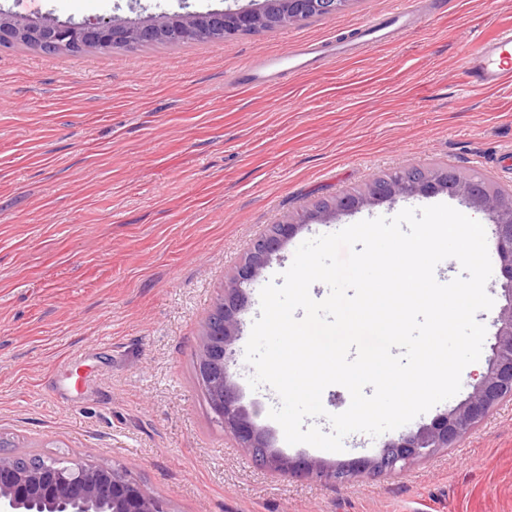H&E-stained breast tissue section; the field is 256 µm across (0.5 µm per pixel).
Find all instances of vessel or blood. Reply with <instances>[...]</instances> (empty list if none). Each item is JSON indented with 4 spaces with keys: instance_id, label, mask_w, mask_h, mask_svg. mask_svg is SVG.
Listing matches in <instances>:
<instances>
[{
    "instance_id": "vessel-or-blood-1",
    "label": "vessel or blood",
    "mask_w": 512,
    "mask_h": 512,
    "mask_svg": "<svg viewBox=\"0 0 512 512\" xmlns=\"http://www.w3.org/2000/svg\"><path fill=\"white\" fill-rule=\"evenodd\" d=\"M416 6L417 0H399L386 19L359 29L357 40L340 39L320 45L302 44L246 65L239 69L237 83L244 87L259 88L277 76L309 71L324 59L352 55L359 46L385 40L390 30L404 26L407 20L415 17ZM470 73L479 85L497 86L512 81V26L501 28L493 37L483 41L480 52L470 62Z\"/></svg>"
}]
</instances>
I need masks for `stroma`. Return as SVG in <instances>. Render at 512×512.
Wrapping results in <instances>:
<instances>
[{"label": "stroma", "instance_id": "stroma-1", "mask_svg": "<svg viewBox=\"0 0 512 512\" xmlns=\"http://www.w3.org/2000/svg\"><path fill=\"white\" fill-rule=\"evenodd\" d=\"M250 0H0L33 22L236 9ZM393 0H350L328 18L224 42L81 55L0 46V440L14 453L127 466L170 512H512V399L452 447L393 474L329 484L267 471L212 421L196 374L204 326L250 244L322 199L363 193L412 166L452 168L512 189V83L473 84L480 38L512 25V0H418L415 20L313 71L261 88L242 66L384 19ZM448 194L399 198L311 221L248 290L233 379L255 423L288 455L378 453L353 433L341 452L288 444L251 389L245 360L262 285L317 229L392 217ZM491 309L471 392L506 303Z\"/></svg>", "mask_w": 512, "mask_h": 512}]
</instances>
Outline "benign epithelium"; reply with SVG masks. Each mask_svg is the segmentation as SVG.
Masks as SVG:
<instances>
[{
  "instance_id": "1",
  "label": "benign epithelium",
  "mask_w": 512,
  "mask_h": 512,
  "mask_svg": "<svg viewBox=\"0 0 512 512\" xmlns=\"http://www.w3.org/2000/svg\"><path fill=\"white\" fill-rule=\"evenodd\" d=\"M349 0H263L258 7L211 10L205 13L162 12L142 21L100 18L72 23L45 18L30 23L0 12V45L30 43L44 51L83 53L89 49H126L157 43L182 45L218 38L232 39L243 33L276 30L299 25L316 17H330ZM447 193L470 208L486 214L493 223L500 274L505 280L507 303L497 319L495 343L486 372L472 391L452 410L431 423L401 433L383 445L373 457L326 462L304 456L290 457L273 448L268 433L257 426L240 403L232 381L234 344L239 340L241 315L247 305V288L256 282L272 255L280 251L304 227L302 222L274 225L257 240L225 286L219 329L205 326L197 359L198 374L209 383L213 398V422L245 448L259 450L258 464L276 473L305 476L328 483H346L358 476L400 472L416 461L451 447L481 423L504 399L512 398V189L492 188L476 177L435 172L422 179L404 174L377 179L365 194L346 193L336 204L317 212L323 221L337 212L358 210L376 201L397 197ZM0 512H168L125 468L93 462L21 461L0 453Z\"/></svg>"
}]
</instances>
